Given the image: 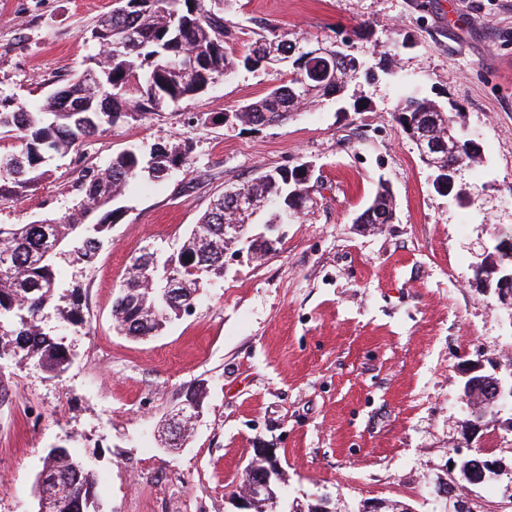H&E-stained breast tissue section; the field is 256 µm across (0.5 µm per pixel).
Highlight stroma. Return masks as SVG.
I'll list each match as a JSON object with an SVG mask.
<instances>
[{
    "mask_svg": "<svg viewBox=\"0 0 512 512\" xmlns=\"http://www.w3.org/2000/svg\"><path fill=\"white\" fill-rule=\"evenodd\" d=\"M111 0H0V93L33 108L80 73ZM262 18L289 38L328 40L369 63L393 36L410 48L396 78L459 109L483 164L462 171L468 206L437 193L415 142L395 120L396 78L375 73L344 98L287 122L231 125L220 115L264 96L282 67L238 68L186 100L87 138L54 156L27 192L0 199V224L70 212L80 170L127 149L187 147L190 165L121 197L91 268L58 263L83 288L85 322L63 326L71 363L59 378L19 363L0 407V512H35L34 475L51 448H78L97 476L101 512H238L232 493L255 449L279 460L277 512H362L399 501L412 512H512V400L466 422L469 364L512 375V323L473 266L495 226L512 225V0H233L227 42L246 54ZM359 110H342V101ZM312 167L313 205L280 225L264 255L246 240L224 275L198 290L190 313L157 335L117 333L112 305L134 256L177 252L213 198L259 172ZM395 197L392 223L361 224L380 182ZM191 387L202 417L182 447L158 436ZM500 472L467 482L474 443ZM448 487L440 496L439 487Z\"/></svg>",
    "mask_w": 512,
    "mask_h": 512,
    "instance_id": "35a3bbf8",
    "label": "stroma"
}]
</instances>
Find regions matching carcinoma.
I'll return each instance as SVG.
<instances>
[{"mask_svg":"<svg viewBox=\"0 0 512 512\" xmlns=\"http://www.w3.org/2000/svg\"><path fill=\"white\" fill-rule=\"evenodd\" d=\"M230 0H137L134 6L117 3L92 29V40L102 49L111 43H129L117 55L95 61L111 96L99 95L98 86L78 75L48 94L35 109L15 104L0 95V134H10L18 148L0 155V198L20 195L45 174L54 154L79 150L89 137L119 122H137L171 104L196 99L208 86L239 66L259 68L286 63L288 80L225 115L240 125L281 124L305 105H313L347 89L360 73L372 67L344 54L331 62L333 78L311 75L310 63L285 62L298 40L287 39L259 22V38L248 53L237 56L225 45L224 6ZM456 106L447 108L413 91L397 106L395 118L431 133L447 150L443 162L461 156L468 133L458 121ZM188 165L187 153L177 146L159 144L144 157L134 150L112 157L99 170L81 172L74 190L79 201L61 218L45 216L27 224H0V405L8 399V360L20 358L52 377L69 364L68 349L45 327L54 311L67 323H83V288L75 285L66 296L57 275L59 259L91 266L106 233L123 214L118 200L137 182L162 181L170 171ZM311 167L305 164L262 172L252 182L225 191L194 225L181 248L162 258L146 250L136 257L112 305L116 328L127 336H153L174 316L191 310L200 285L224 274L223 224H246L252 214L238 211L234 196L242 193L272 210L265 223L286 224L304 209L296 197L311 190ZM395 212L389 185L380 183L372 203L357 218L358 224H385ZM492 252L512 266V227L493 237ZM53 481L55 512H98L93 469L76 448L61 446L44 457L36 484Z\"/></svg>","mask_w":512,"mask_h":512,"instance_id":"cac0c4a2","label":"carcinoma"}]
</instances>
